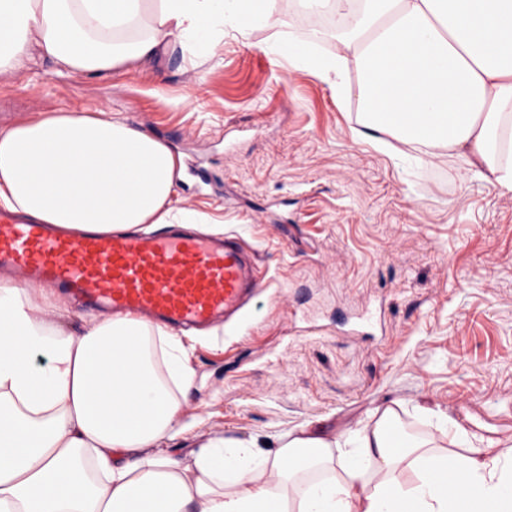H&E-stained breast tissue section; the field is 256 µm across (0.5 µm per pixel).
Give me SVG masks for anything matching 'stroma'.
Returning <instances> with one entry per match:
<instances>
[{
	"label": "stroma",
	"instance_id": "1",
	"mask_svg": "<svg viewBox=\"0 0 512 512\" xmlns=\"http://www.w3.org/2000/svg\"><path fill=\"white\" fill-rule=\"evenodd\" d=\"M275 28L225 29L215 53L175 50L106 79L56 76L50 62L0 73V130L104 109L192 156L173 204L223 222L253 250L264 285L239 320L198 340L193 424L270 444L307 425L333 432L398 402L422 435L438 417L482 447L512 443V194L457 158L394 157L356 137L357 100L282 57L294 41L331 56L294 0ZM368 334L347 323L364 310Z\"/></svg>",
	"mask_w": 512,
	"mask_h": 512
}]
</instances>
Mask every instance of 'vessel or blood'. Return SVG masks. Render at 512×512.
Masks as SVG:
<instances>
[{"mask_svg": "<svg viewBox=\"0 0 512 512\" xmlns=\"http://www.w3.org/2000/svg\"><path fill=\"white\" fill-rule=\"evenodd\" d=\"M59 288L84 307L177 329L238 316L263 278L252 252L224 237L171 224L158 233L74 234L0 214V270Z\"/></svg>", "mask_w": 512, "mask_h": 512, "instance_id": "1", "label": "vessel or blood"}]
</instances>
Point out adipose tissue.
Listing matches in <instances>:
<instances>
[{
    "instance_id": "adipose-tissue-1",
    "label": "adipose tissue",
    "mask_w": 512,
    "mask_h": 512,
    "mask_svg": "<svg viewBox=\"0 0 512 512\" xmlns=\"http://www.w3.org/2000/svg\"><path fill=\"white\" fill-rule=\"evenodd\" d=\"M302 4L315 27L336 14V54L279 52L357 97L364 136L459 157L512 193V0ZM280 23L275 0H0V72L43 59L106 77L175 44L216 46L228 25ZM177 166L109 112L61 111L0 132V208L75 231L191 224L172 205ZM49 301L0 281V512H512L511 456L463 444L444 419L416 436L389 405L342 440L306 426L273 452L224 435L177 457L190 346L126 316L74 331Z\"/></svg>"
}]
</instances>
